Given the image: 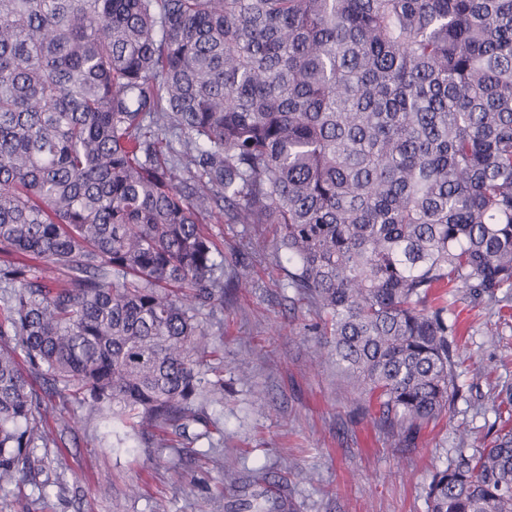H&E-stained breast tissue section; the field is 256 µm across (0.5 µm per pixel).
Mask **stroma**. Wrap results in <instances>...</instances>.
<instances>
[{
  "instance_id": "35a3bbf8",
  "label": "stroma",
  "mask_w": 512,
  "mask_h": 512,
  "mask_svg": "<svg viewBox=\"0 0 512 512\" xmlns=\"http://www.w3.org/2000/svg\"><path fill=\"white\" fill-rule=\"evenodd\" d=\"M224 245V275L250 266L253 285L229 290L207 317L212 341H223L224 403L212 408L224 435L221 451L207 440L161 449L116 446L90 410L70 402L65 413L76 439L40 448L43 488L0 490V512H235L266 470V497L286 499L290 512H427L433 472L458 445L490 443L502 423L494 404L512 395V306L473 304L457 293L449 316L463 351L460 390L449 418L424 429L415 446L398 447L396 431L362 414L358 393L330 358L311 363L318 337L306 326L314 307L287 286L288 269L274 256L272 224H214ZM241 476L224 484V464ZM304 472L314 481L301 480Z\"/></svg>"
}]
</instances>
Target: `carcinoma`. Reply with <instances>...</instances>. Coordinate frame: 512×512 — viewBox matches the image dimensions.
I'll return each instance as SVG.
<instances>
[{
  "mask_svg": "<svg viewBox=\"0 0 512 512\" xmlns=\"http://www.w3.org/2000/svg\"><path fill=\"white\" fill-rule=\"evenodd\" d=\"M211 223L277 225L312 362L414 445L458 393L448 296L512 288V0H0V253L41 263L0 265V488L71 399L211 437L204 316L252 283ZM427 503L512 512V428Z\"/></svg>",
  "mask_w": 512,
  "mask_h": 512,
  "instance_id": "obj_1",
  "label": "carcinoma"
}]
</instances>
